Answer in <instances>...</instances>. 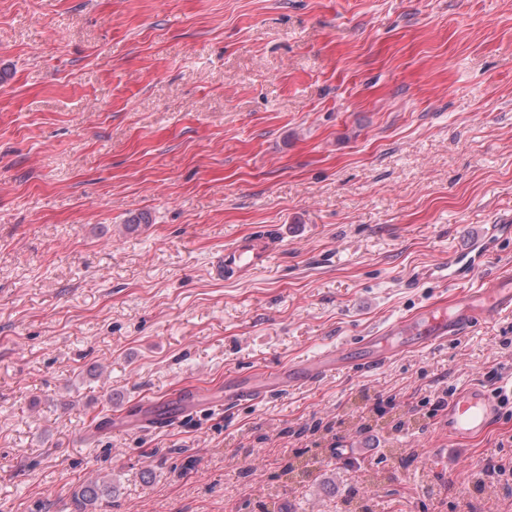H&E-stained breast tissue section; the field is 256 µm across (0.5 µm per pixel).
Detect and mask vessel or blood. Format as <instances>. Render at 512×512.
I'll use <instances>...</instances> for the list:
<instances>
[{"instance_id":"1","label":"vessel or blood","mask_w":512,"mask_h":512,"mask_svg":"<svg viewBox=\"0 0 512 512\" xmlns=\"http://www.w3.org/2000/svg\"><path fill=\"white\" fill-rule=\"evenodd\" d=\"M271 256L272 251L263 239L244 238L225 249L216 272L245 275L265 265ZM504 309H512V276L498 274L448 304L421 307L412 316L396 320L383 331L365 338L359 346L327 349L304 364L278 370L277 377L281 384L288 385L321 378L343 365L374 366L390 355L464 335L480 321ZM499 409V396L471 387L459 392L449 403L443 425L452 435H478L488 428Z\"/></svg>"}]
</instances>
